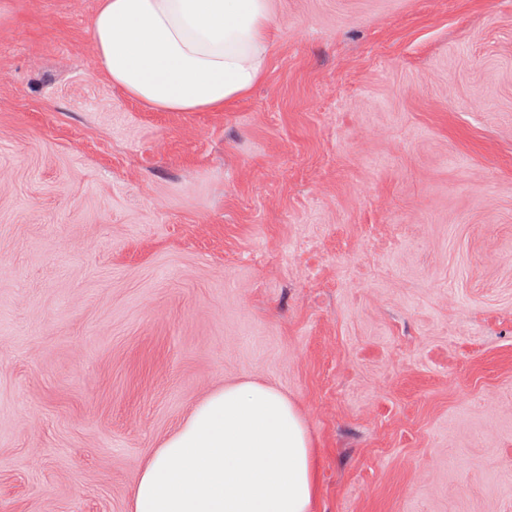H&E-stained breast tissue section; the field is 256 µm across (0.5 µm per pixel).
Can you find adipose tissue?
Listing matches in <instances>:
<instances>
[{
    "label": "adipose tissue",
    "instance_id": "1",
    "mask_svg": "<svg viewBox=\"0 0 512 512\" xmlns=\"http://www.w3.org/2000/svg\"><path fill=\"white\" fill-rule=\"evenodd\" d=\"M101 72L154 112H218L265 77L272 0H97ZM314 453L303 416L265 384L202 399L140 468L132 512H312Z\"/></svg>",
    "mask_w": 512,
    "mask_h": 512
}]
</instances>
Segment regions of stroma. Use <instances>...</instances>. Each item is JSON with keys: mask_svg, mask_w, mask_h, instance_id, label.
Masks as SVG:
<instances>
[{"mask_svg": "<svg viewBox=\"0 0 512 512\" xmlns=\"http://www.w3.org/2000/svg\"><path fill=\"white\" fill-rule=\"evenodd\" d=\"M96 0H0V512H130L279 389L314 512H512V0H274L265 79L152 112Z\"/></svg>", "mask_w": 512, "mask_h": 512, "instance_id": "obj_1", "label": "stroma"}]
</instances>
